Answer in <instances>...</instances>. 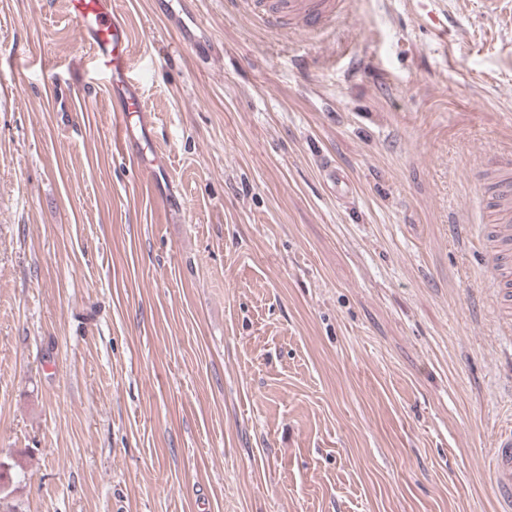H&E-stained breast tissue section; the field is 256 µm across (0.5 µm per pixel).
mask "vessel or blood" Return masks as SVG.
<instances>
[{
  "instance_id": "vessel-or-blood-1",
  "label": "vessel or blood",
  "mask_w": 512,
  "mask_h": 512,
  "mask_svg": "<svg viewBox=\"0 0 512 512\" xmlns=\"http://www.w3.org/2000/svg\"><path fill=\"white\" fill-rule=\"evenodd\" d=\"M68 13L79 42L108 77L112 110L123 116L144 111L141 96L130 87L134 69L129 29L117 0H67ZM347 0H244L243 6L267 27L281 29L291 21L292 33L305 36L330 28L346 9ZM486 223L493 231L495 249L494 293L501 305L498 315L507 334H512V157L492 165L480 201ZM489 469L500 512H512V426L497 430Z\"/></svg>"
}]
</instances>
